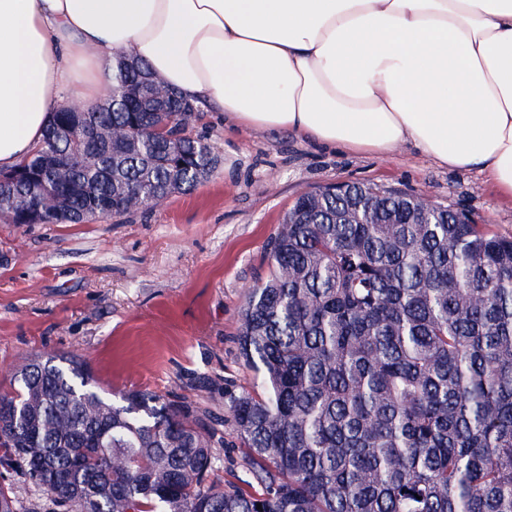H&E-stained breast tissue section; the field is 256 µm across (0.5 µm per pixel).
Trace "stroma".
Returning <instances> with one entry per match:
<instances>
[{
  "label": "stroma",
  "mask_w": 512,
  "mask_h": 512,
  "mask_svg": "<svg viewBox=\"0 0 512 512\" xmlns=\"http://www.w3.org/2000/svg\"><path fill=\"white\" fill-rule=\"evenodd\" d=\"M221 163L154 211L89 224L0 221V386L35 355L83 360L100 386L205 409L224 432L211 474L253 491L225 392L253 385L239 310L267 271L265 244L302 193L336 182L392 187L512 236V197L479 169H450L406 146L389 156L323 147L294 133L225 126L201 113Z\"/></svg>",
  "instance_id": "obj_1"
}]
</instances>
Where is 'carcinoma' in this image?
Masks as SVG:
<instances>
[{
  "label": "carcinoma",
  "mask_w": 512,
  "mask_h": 512,
  "mask_svg": "<svg viewBox=\"0 0 512 512\" xmlns=\"http://www.w3.org/2000/svg\"><path fill=\"white\" fill-rule=\"evenodd\" d=\"M150 74L118 52L110 108L58 106L7 170L6 192L40 203L11 223L150 211L218 168L186 133L193 104L168 86L160 101L131 93ZM266 257L238 329L255 386L224 401L261 491L209 482L224 436L208 412L107 398L83 362L55 356L0 389L7 463L56 512H512V239L422 195L327 184L296 199ZM0 512H28L9 484Z\"/></svg>",
  "instance_id": "1"
}]
</instances>
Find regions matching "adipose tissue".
<instances>
[{
  "mask_svg": "<svg viewBox=\"0 0 512 512\" xmlns=\"http://www.w3.org/2000/svg\"><path fill=\"white\" fill-rule=\"evenodd\" d=\"M121 50L225 124L408 145L512 194V0H0V169Z\"/></svg>",
  "mask_w": 512,
  "mask_h": 512,
  "instance_id": "adipose-tissue-1",
  "label": "adipose tissue"
}]
</instances>
